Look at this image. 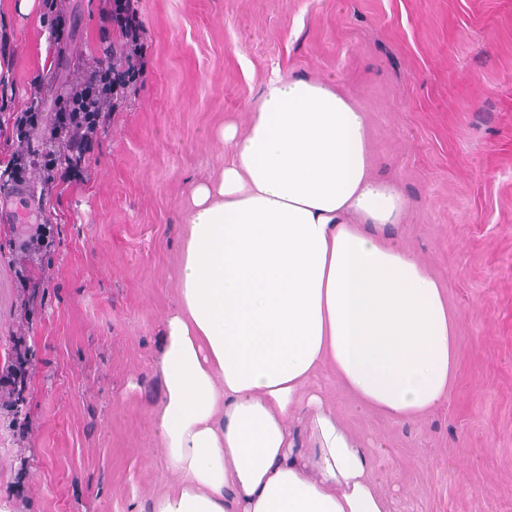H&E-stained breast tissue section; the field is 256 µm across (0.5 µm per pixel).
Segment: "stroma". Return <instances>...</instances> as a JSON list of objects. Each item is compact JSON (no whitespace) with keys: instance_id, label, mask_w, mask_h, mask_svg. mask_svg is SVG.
Here are the masks:
<instances>
[{"instance_id":"obj_1","label":"stroma","mask_w":512,"mask_h":512,"mask_svg":"<svg viewBox=\"0 0 512 512\" xmlns=\"http://www.w3.org/2000/svg\"><path fill=\"white\" fill-rule=\"evenodd\" d=\"M0 0V72L25 108L53 60L41 11ZM142 75L49 202L54 257L26 345L30 423L0 435L8 512H149L155 360L178 297L190 192L224 166L271 70L337 80L370 128L373 174L407 200L403 245L446 291L448 399L409 424L315 379L371 448L391 512H512V0H137ZM21 284L0 254V367Z\"/></svg>"}]
</instances>
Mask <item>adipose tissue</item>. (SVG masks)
Masks as SVG:
<instances>
[{
    "mask_svg": "<svg viewBox=\"0 0 512 512\" xmlns=\"http://www.w3.org/2000/svg\"><path fill=\"white\" fill-rule=\"evenodd\" d=\"M219 136L162 328L154 417L174 478L151 512H390L373 454L313 381L332 370L402 424L447 400L455 319L400 243L405 199L372 177L365 114L337 84L274 75Z\"/></svg>",
    "mask_w": 512,
    "mask_h": 512,
    "instance_id": "ef3b65f1",
    "label": "adipose tissue"
}]
</instances>
